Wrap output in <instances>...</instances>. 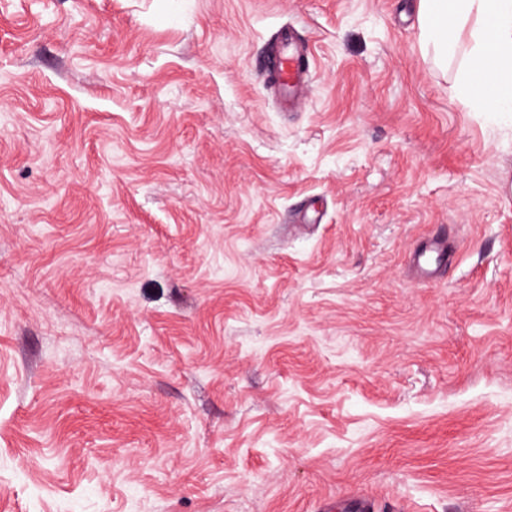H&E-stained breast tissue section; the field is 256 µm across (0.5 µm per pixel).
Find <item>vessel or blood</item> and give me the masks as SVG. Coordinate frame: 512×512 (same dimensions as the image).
<instances>
[{"mask_svg": "<svg viewBox=\"0 0 512 512\" xmlns=\"http://www.w3.org/2000/svg\"><path fill=\"white\" fill-rule=\"evenodd\" d=\"M278 42V51L261 61L260 67L268 74L280 102L294 109L302 103L301 91L310 80L313 57L309 44L301 42L293 29H281ZM449 255L447 239L437 238L415 249L410 265L420 280L436 281L446 267Z\"/></svg>", "mask_w": 512, "mask_h": 512, "instance_id": "b4317fda", "label": "vessel or blood"}]
</instances>
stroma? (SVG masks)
I'll return each mask as SVG.
<instances>
[{"label": "stroma", "mask_w": 512, "mask_h": 512, "mask_svg": "<svg viewBox=\"0 0 512 512\" xmlns=\"http://www.w3.org/2000/svg\"><path fill=\"white\" fill-rule=\"evenodd\" d=\"M291 26L293 112L257 64ZM474 55L418 0H0V512H512ZM448 239L437 238L415 249L410 257L411 268L422 281H438L450 255Z\"/></svg>", "instance_id": "stroma-1"}]
</instances>
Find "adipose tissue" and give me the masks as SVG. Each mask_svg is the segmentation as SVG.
Segmentation results:
<instances>
[{
    "instance_id": "1",
    "label": "adipose tissue",
    "mask_w": 512,
    "mask_h": 512,
    "mask_svg": "<svg viewBox=\"0 0 512 512\" xmlns=\"http://www.w3.org/2000/svg\"><path fill=\"white\" fill-rule=\"evenodd\" d=\"M420 38L447 54L456 29L470 27L478 51L466 82L483 112H512V0H419Z\"/></svg>"
}]
</instances>
